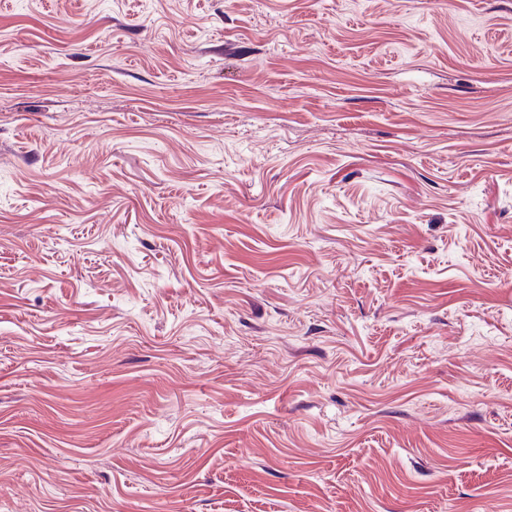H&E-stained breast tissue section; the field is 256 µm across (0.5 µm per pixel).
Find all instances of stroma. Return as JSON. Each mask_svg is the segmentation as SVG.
Masks as SVG:
<instances>
[{
	"label": "stroma",
	"instance_id": "1",
	"mask_svg": "<svg viewBox=\"0 0 512 512\" xmlns=\"http://www.w3.org/2000/svg\"><path fill=\"white\" fill-rule=\"evenodd\" d=\"M0 512H512V0H0Z\"/></svg>",
	"mask_w": 512,
	"mask_h": 512
}]
</instances>
